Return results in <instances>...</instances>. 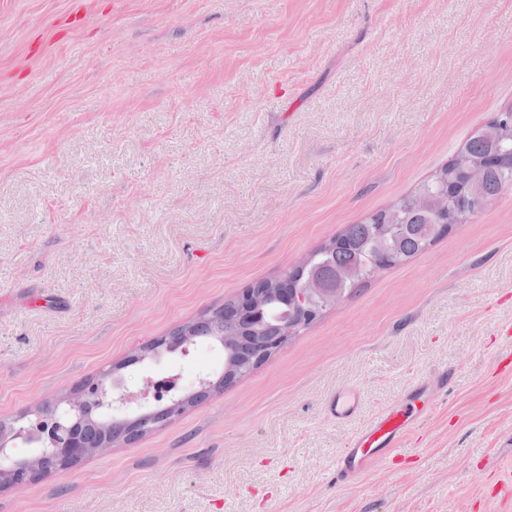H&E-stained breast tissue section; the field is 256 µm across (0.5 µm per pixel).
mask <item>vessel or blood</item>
<instances>
[{
	"label": "vessel or blood",
	"instance_id": "b4317fda",
	"mask_svg": "<svg viewBox=\"0 0 512 512\" xmlns=\"http://www.w3.org/2000/svg\"><path fill=\"white\" fill-rule=\"evenodd\" d=\"M358 398L355 393H339L329 402V410L337 419L348 418L355 410ZM415 421L407 408L392 405L382 411L361 433L356 435L340 456L337 466L343 481L359 477L366 466L384 457L388 450L396 448L400 439L409 433Z\"/></svg>",
	"mask_w": 512,
	"mask_h": 512
}]
</instances>
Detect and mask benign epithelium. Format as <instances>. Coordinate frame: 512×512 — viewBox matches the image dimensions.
<instances>
[{
    "label": "benign epithelium",
    "instance_id": "benign-epithelium-1",
    "mask_svg": "<svg viewBox=\"0 0 512 512\" xmlns=\"http://www.w3.org/2000/svg\"><path fill=\"white\" fill-rule=\"evenodd\" d=\"M410 203L416 211L434 216L433 224L425 226L424 232L436 235L446 227L460 223L468 210H484L493 200L479 199L473 204L462 201L450 208L448 194L435 196L423 191L416 193ZM405 229L406 225L399 223V208L391 209L387 223L377 225L376 238L368 246V252L374 257L391 254L393 242ZM295 268L299 272L295 285L278 289L280 299L284 302V309L278 315L280 336L274 340L259 337L252 344L248 359L226 370L224 376L210 385V388L228 385L235 378L249 373L301 328L312 324L324 310L342 302L345 292L341 284L354 276L351 271H341L328 278L323 272L310 269L309 261L305 259L296 264ZM270 292L271 289L257 283L248 288L234 303L237 321H249L255 310L266 304ZM196 325L195 321L183 324L178 332L136 349L131 358L139 361L154 360L160 349L189 355L199 339ZM153 388L155 383L149 379L140 391L132 392L117 374V368H107L96 377L77 384L67 396L56 402L53 410L47 411L40 406L18 416L11 423L0 422V489L33 482L49 475H61L88 456L108 454L116 439L131 440L152 431L156 423L142 412V400ZM155 399L165 401L170 421L190 407L188 398L181 396L180 391L171 386L156 395ZM90 416L103 421L106 428L116 430L112 438L104 437L97 442H89L78 434L75 424ZM33 440L42 444L38 453L30 457H16L18 445Z\"/></svg>",
    "mask_w": 512,
    "mask_h": 512
}]
</instances>
